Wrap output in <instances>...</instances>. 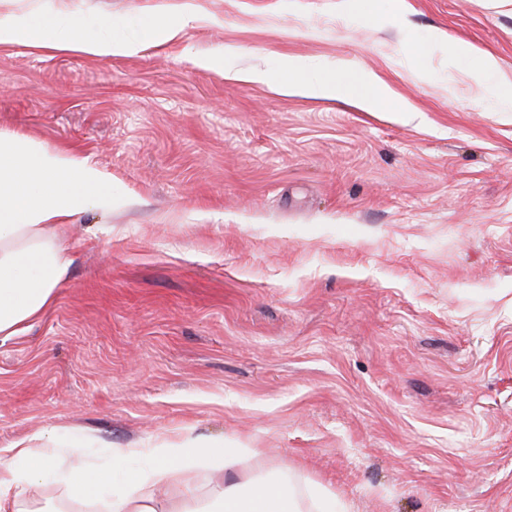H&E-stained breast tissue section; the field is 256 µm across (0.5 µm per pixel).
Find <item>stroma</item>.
<instances>
[{
    "label": "stroma",
    "mask_w": 512,
    "mask_h": 512,
    "mask_svg": "<svg viewBox=\"0 0 512 512\" xmlns=\"http://www.w3.org/2000/svg\"><path fill=\"white\" fill-rule=\"evenodd\" d=\"M188 1L179 39L130 56L0 43V131L125 199L72 225L53 305L0 342V448L50 434L100 467L188 435L336 512H512V112L476 98L470 54L512 90V0H0V21L143 41ZM288 58L391 98L229 76ZM277 81L281 90L288 93L338 99L369 110L381 106L388 97L386 86L377 75L344 63L326 70L307 59H288Z\"/></svg>",
    "instance_id": "obj_1"
}]
</instances>
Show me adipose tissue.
<instances>
[{"instance_id": "obj_1", "label": "adipose tissue", "mask_w": 512, "mask_h": 512, "mask_svg": "<svg viewBox=\"0 0 512 512\" xmlns=\"http://www.w3.org/2000/svg\"><path fill=\"white\" fill-rule=\"evenodd\" d=\"M98 58L128 55L138 44L120 36L89 35L73 13L44 15L21 29H0V40ZM281 90L338 99L366 109L381 106L386 86L375 74L339 64L327 70L289 59L279 74ZM111 207L112 176L74 151L34 138L0 134V341L37 321L54 303L72 259L65 245L69 224L90 203ZM245 451L216 444L196 446L189 437L153 448H116L114 463L88 465L52 436L14 441L0 457V512H33L29 500L55 479L81 503L106 502L109 512H336L321 490L299 492L282 480L240 476ZM212 462L211 497L196 487L199 458Z\"/></svg>"}]
</instances>
